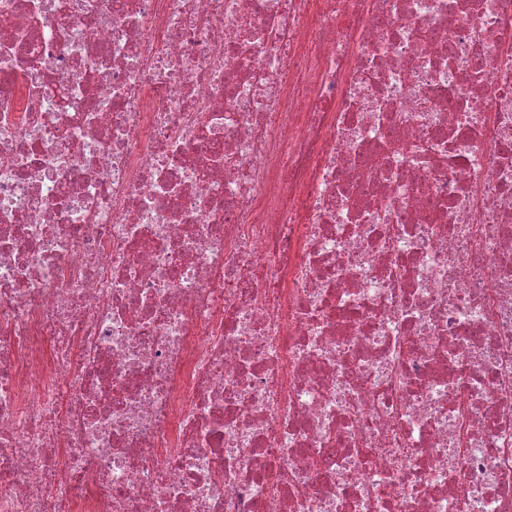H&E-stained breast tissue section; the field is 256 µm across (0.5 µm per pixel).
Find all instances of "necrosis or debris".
Instances as JSON below:
<instances>
[{"label":"necrosis or debris","mask_w":512,"mask_h":512,"mask_svg":"<svg viewBox=\"0 0 512 512\" xmlns=\"http://www.w3.org/2000/svg\"><path fill=\"white\" fill-rule=\"evenodd\" d=\"M0 512H512V0H0Z\"/></svg>","instance_id":"1"}]
</instances>
